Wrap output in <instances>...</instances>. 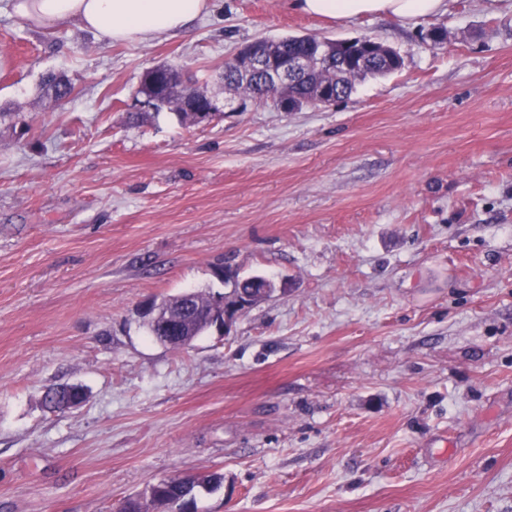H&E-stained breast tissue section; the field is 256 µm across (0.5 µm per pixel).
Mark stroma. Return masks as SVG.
Here are the masks:
<instances>
[{
	"label": "stroma",
	"instance_id": "stroma-1",
	"mask_svg": "<svg viewBox=\"0 0 512 512\" xmlns=\"http://www.w3.org/2000/svg\"><path fill=\"white\" fill-rule=\"evenodd\" d=\"M0 0V512H116L223 474L196 512H512V0L408 23L211 0L105 46ZM448 41L432 46L436 24ZM368 36L403 64L329 107L139 121L144 71L224 97L244 42ZM73 92L48 106L42 75ZM287 293L184 350L141 304ZM78 385L65 413L47 387Z\"/></svg>",
	"mask_w": 512,
	"mask_h": 512
}]
</instances>
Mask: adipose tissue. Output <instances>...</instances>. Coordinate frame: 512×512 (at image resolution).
<instances>
[{"instance_id": "obj_1", "label": "adipose tissue", "mask_w": 512, "mask_h": 512, "mask_svg": "<svg viewBox=\"0 0 512 512\" xmlns=\"http://www.w3.org/2000/svg\"><path fill=\"white\" fill-rule=\"evenodd\" d=\"M295 12L329 21L358 18L413 22L448 9L447 0H287ZM15 13L35 26L73 25L105 45L139 44L188 33L210 0H14Z\"/></svg>"}]
</instances>
